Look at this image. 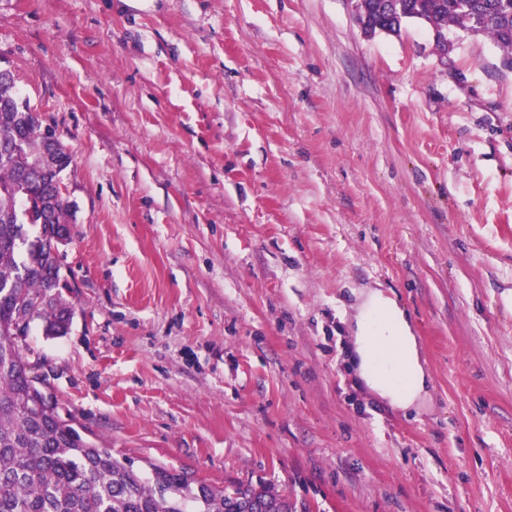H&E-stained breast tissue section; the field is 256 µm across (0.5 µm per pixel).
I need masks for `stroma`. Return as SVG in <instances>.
Here are the masks:
<instances>
[{
	"label": "stroma",
	"instance_id": "35a3bbf8",
	"mask_svg": "<svg viewBox=\"0 0 512 512\" xmlns=\"http://www.w3.org/2000/svg\"><path fill=\"white\" fill-rule=\"evenodd\" d=\"M365 36L355 0H0V67L72 155L67 332L30 373L149 470L299 512H512V69ZM427 372L352 363L366 289ZM351 329L357 357L356 371L364 388L393 408L408 410L414 407L426 392L427 378L416 339L404 313L382 291L371 289L355 307ZM373 336L398 349L396 358L390 360L384 371L377 370V357L371 343ZM400 360L408 372L406 384L396 380Z\"/></svg>",
	"mask_w": 512,
	"mask_h": 512
}]
</instances>
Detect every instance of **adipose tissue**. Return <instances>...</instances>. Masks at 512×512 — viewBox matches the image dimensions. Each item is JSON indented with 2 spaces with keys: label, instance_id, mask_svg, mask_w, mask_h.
Here are the masks:
<instances>
[{
  "label": "adipose tissue",
  "instance_id": "adipose-tissue-1",
  "mask_svg": "<svg viewBox=\"0 0 512 512\" xmlns=\"http://www.w3.org/2000/svg\"><path fill=\"white\" fill-rule=\"evenodd\" d=\"M357 374L364 388L390 406L407 410L426 392L427 378L421 364L416 339L403 312L395 302L377 289L366 292L356 306L351 321ZM396 346V360L386 370H378L372 338ZM406 367L407 383L396 380L399 367Z\"/></svg>",
  "mask_w": 512,
  "mask_h": 512
}]
</instances>
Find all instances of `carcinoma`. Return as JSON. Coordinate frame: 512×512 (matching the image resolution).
I'll return each mask as SVG.
<instances>
[{
  "label": "carcinoma",
  "instance_id": "cac0c4a2",
  "mask_svg": "<svg viewBox=\"0 0 512 512\" xmlns=\"http://www.w3.org/2000/svg\"><path fill=\"white\" fill-rule=\"evenodd\" d=\"M356 11L373 33L429 27L444 57L453 50L448 27L487 34L512 68V0H356ZM71 162L56 133L45 135L19 103L12 73H0V512H293L273 488H216L162 466L145 474L63 419L30 378L25 347L5 340L36 321L48 336L68 329L59 247L70 206L38 201L56 196Z\"/></svg>",
  "mask_w": 512,
  "mask_h": 512
}]
</instances>
